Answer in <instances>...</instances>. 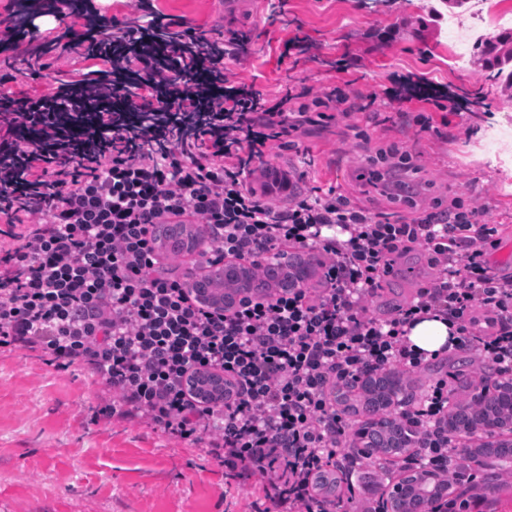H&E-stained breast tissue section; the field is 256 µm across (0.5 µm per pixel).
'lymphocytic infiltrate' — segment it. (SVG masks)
I'll return each mask as SVG.
<instances>
[{
    "instance_id": "lymphocytic-infiltrate-1",
    "label": "lymphocytic infiltrate",
    "mask_w": 512,
    "mask_h": 512,
    "mask_svg": "<svg viewBox=\"0 0 512 512\" xmlns=\"http://www.w3.org/2000/svg\"><path fill=\"white\" fill-rule=\"evenodd\" d=\"M83 41L86 57H120L124 67L62 81L49 98L0 96V348L38 349L62 371L82 366L111 389L113 416L204 445L226 471L259 475L281 512H349L353 495L322 486L329 467L350 474L364 461L339 452L350 423L336 387L367 366L421 370L406 328L423 315H442L458 347L475 350L477 380L489 367L512 375V279L487 263L498 229L476 200L436 198L390 220L333 189L280 203L248 183L308 127L351 128L361 113L415 99L414 123L426 131L433 111H465L461 98L409 75L378 91L344 79L267 95L234 70L249 55L246 36L164 19L148 0ZM5 46L14 53L0 69L24 77L69 50L59 35L18 47L12 14L0 13ZM102 78L108 92L95 108L72 95ZM184 213L205 227L199 265L243 261L259 281L269 257L298 246L316 284L228 311L204 303L195 270L155 247L165 217ZM413 248L432 277L390 316L368 317L396 256ZM203 373L224 377V400L191 392ZM453 394L441 377L403 405L423 437L404 462L458 482Z\"/></svg>"
}]
</instances>
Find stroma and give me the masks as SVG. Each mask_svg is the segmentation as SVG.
<instances>
[{
  "label": "stroma",
  "instance_id": "35a3bbf8",
  "mask_svg": "<svg viewBox=\"0 0 512 512\" xmlns=\"http://www.w3.org/2000/svg\"><path fill=\"white\" fill-rule=\"evenodd\" d=\"M359 2L286 0L283 17L270 21L253 12L252 0H152L154 11L173 20L204 29L227 23L250 33V64L240 79L265 94L288 83L333 84L344 57L370 90L388 87L394 75L417 74L469 97L468 112L434 115L426 132L413 123L415 100L388 118L361 121L371 144L332 122L303 136L308 155L282 151L268 161L293 175V189L309 178L393 220L409 218L413 205L465 194L485 205L487 222L512 228V168L484 149L500 120H512V109L500 108L503 89L486 80L476 56L464 71L448 66L449 26L466 33L474 18L433 20L427 0L382 2L372 11ZM95 65L76 52L37 77L0 78V92L48 96L61 76L75 78ZM464 127L472 136H460ZM393 143L411 156L396 169L373 159L377 148ZM430 276L423 253L402 254L370 316H389ZM470 359L449 351L400 384L419 390L448 376L465 387ZM111 402V391L80 368L58 370L38 350L0 349V512H253L254 502L264 501L258 480L227 478L198 445L112 418L104 411Z\"/></svg>",
  "mask_w": 512,
  "mask_h": 512
}]
</instances>
